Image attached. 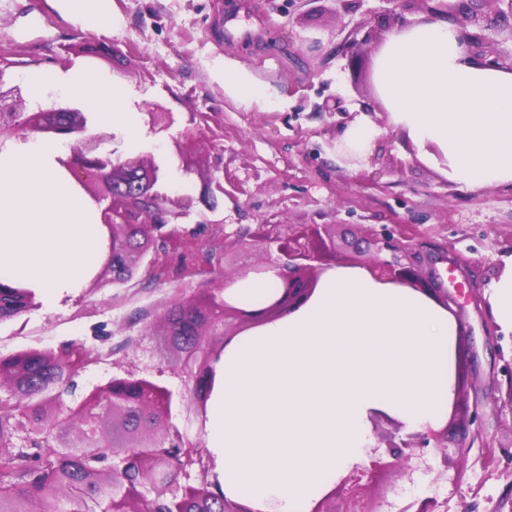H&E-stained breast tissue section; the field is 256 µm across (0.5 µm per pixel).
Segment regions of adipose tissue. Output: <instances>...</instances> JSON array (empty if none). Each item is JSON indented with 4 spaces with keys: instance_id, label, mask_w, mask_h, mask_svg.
Listing matches in <instances>:
<instances>
[{
    "instance_id": "1",
    "label": "adipose tissue",
    "mask_w": 512,
    "mask_h": 512,
    "mask_svg": "<svg viewBox=\"0 0 512 512\" xmlns=\"http://www.w3.org/2000/svg\"><path fill=\"white\" fill-rule=\"evenodd\" d=\"M85 30L111 33L112 0H55ZM33 99L53 85L101 124L138 138L123 96L86 69L33 68ZM374 87L417 158L470 188L512 186V71L472 59L445 20L391 32ZM453 314L363 267L335 266L311 299L229 341L214 365L206 445L225 496L252 512H296L365 441L372 416L426 425L448 413Z\"/></svg>"
}]
</instances>
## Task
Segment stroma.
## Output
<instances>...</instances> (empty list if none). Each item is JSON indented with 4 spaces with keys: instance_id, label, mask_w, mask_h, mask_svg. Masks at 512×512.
<instances>
[{
    "instance_id": "obj_1",
    "label": "stroma",
    "mask_w": 512,
    "mask_h": 512,
    "mask_svg": "<svg viewBox=\"0 0 512 512\" xmlns=\"http://www.w3.org/2000/svg\"><path fill=\"white\" fill-rule=\"evenodd\" d=\"M251 2L253 37L230 39L227 0H114L117 25L109 34L71 23L48 0H0V47L9 62L0 76L23 83L35 67L93 71L125 97L142 134L133 151L116 132L113 149L125 158L153 156L162 168L159 191L195 200L188 215L169 224L171 246L145 238L155 268L138 263L125 283L89 282L61 306L43 304L0 324V356L71 344L90 350L84 370L52 387L65 404L132 372L172 392V423L201 443L205 433L189 406L192 380L176 367L180 352L163 315L200 293L206 280L264 258L263 245L250 238L262 222L330 225L342 266L357 259L353 239L409 225L417 240L467 262L478 286L449 291L461 332L447 457L414 458L408 469L378 473L368 493L380 512H401L427 497L436 498L439 512H512V391L500 372L512 359V330L497 323L491 305L502 258L512 253V190L448 181L389 124L372 83L375 53L389 31L385 0H363L349 15L337 14L335 0ZM276 35L282 41L269 49ZM349 52L358 55L359 72L348 69ZM219 63L241 70L265 103L245 106L225 89L214 74ZM338 97L348 111H372L381 133L371 161L352 164L338 152L336 119L322 110ZM150 103L175 112V125L152 131ZM193 127L209 139L177 152L176 141ZM217 163L231 185L211 210L200 196ZM234 240L241 249L225 251ZM489 333L498 335L497 346L486 345ZM461 436L468 445L462 454L455 447Z\"/></svg>"
}]
</instances>
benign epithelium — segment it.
<instances>
[{
  "mask_svg": "<svg viewBox=\"0 0 512 512\" xmlns=\"http://www.w3.org/2000/svg\"><path fill=\"white\" fill-rule=\"evenodd\" d=\"M408 7L418 3L427 19L443 18L451 22L458 40L466 50L491 67L512 70V55L505 57L495 46L493 34L498 22L512 18V0H483L489 13L471 10L463 0H387ZM26 89L20 83H8L0 70V149L7 143L24 141L32 134L60 142L70 154L59 159L82 194L93 203L100 223L108 229V245L101 275L121 271L133 275V262L144 256L139 245L128 246L130 233L152 236L169 242L163 228L171 220L187 214L192 199L169 196L156 189L160 165L154 157L123 160L115 151L104 150L114 134L93 121L83 105L71 96L59 97L38 112L23 111ZM321 112L336 114L340 126L354 119L341 98L324 104ZM153 128L164 131L175 123L174 113L156 105L148 112ZM207 201L215 206V192H224V169L216 165L206 176ZM253 237L287 257L280 262L266 258L245 266L232 276H224L214 288L203 291L201 299L179 305L164 317L171 335L183 353L180 365L187 370L193 385L190 402L200 416L206 412L213 382V361L234 336L295 311L308 302L319 284L320 266L336 256V241L330 238V225L303 224L285 229L280 224H259ZM357 253H371L365 265L375 276L407 285L430 297L439 298L444 289L438 278L424 267L432 254L446 252L443 247L427 248L413 242L404 232L383 227L355 245ZM270 270L278 277L275 293L257 308L230 301L226 288L239 278L257 276ZM39 307L36 294L18 285L0 282V324ZM90 352L74 346L53 350H25L0 358V405L9 401L23 404L13 431L24 440L46 434L51 444L35 449L51 454L63 448L82 456L91 448L97 458L85 464L82 480L89 491L112 488L107 512H252L244 503L230 499L208 481L191 480L190 469L174 454L161 451L176 435L170 421L172 392L153 380L128 374L114 377L105 386L89 392L76 406L68 407L51 395L41 404L31 399L48 391L61 370L84 367ZM381 415L373 418L374 456L370 470L404 466L425 452L447 454L448 432L426 425L406 437L380 429ZM386 448V454L378 452ZM185 478L178 482V476ZM361 476L352 474L323 495L311 512H376L359 493ZM52 493L30 483L7 502L11 512H32L34 503H47Z\"/></svg>",
  "mask_w": 512,
  "mask_h": 512,
  "instance_id": "1",
  "label": "benign epithelium"
}]
</instances>
